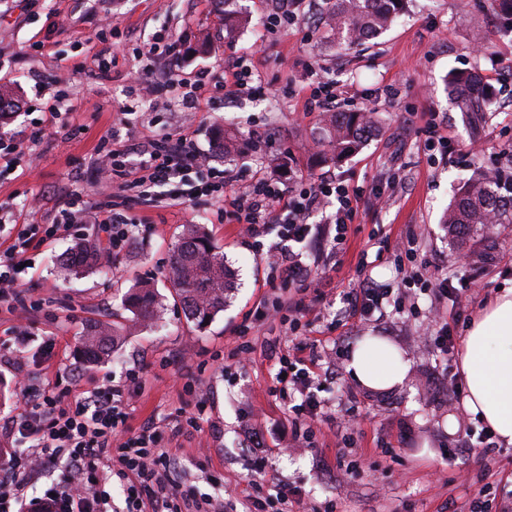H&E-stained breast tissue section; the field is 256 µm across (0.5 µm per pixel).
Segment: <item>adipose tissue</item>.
Masks as SVG:
<instances>
[{"instance_id": "ef3b65f1", "label": "adipose tissue", "mask_w": 512, "mask_h": 512, "mask_svg": "<svg viewBox=\"0 0 512 512\" xmlns=\"http://www.w3.org/2000/svg\"><path fill=\"white\" fill-rule=\"evenodd\" d=\"M461 365L467 408L512 446V289L499 295L473 322L463 344ZM348 369L368 388L402 385L409 364L380 339L361 342Z\"/></svg>"}]
</instances>
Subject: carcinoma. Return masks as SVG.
<instances>
[{
	"mask_svg": "<svg viewBox=\"0 0 512 512\" xmlns=\"http://www.w3.org/2000/svg\"><path fill=\"white\" fill-rule=\"evenodd\" d=\"M404 2L328 0L324 27L341 45H363L388 28L402 12ZM480 80L476 71H452L447 77L449 100L475 123L482 120L487 111L485 97L472 92ZM377 129L378 119L373 112H326L313 130L312 140L322 147L323 161L338 163L362 149ZM443 223L448 225L450 236L459 242L489 224H512V174L492 169L464 184L449 206ZM98 260V245L84 244L66 253L61 265L72 270L91 266ZM167 277L188 316L197 324H204L224 309V288L227 287L224 254L212 245L199 225H189L175 247ZM126 305L142 322H151L159 314L147 285L138 286L127 297ZM115 336L117 330L109 323L91 327L80 342L86 360L97 362L109 356Z\"/></svg>",
	"mask_w": 512,
	"mask_h": 512,
	"instance_id": "obj_1",
	"label": "carcinoma"
}]
</instances>
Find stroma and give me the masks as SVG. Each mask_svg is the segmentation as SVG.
<instances>
[{"instance_id":"stroma-1","label":"stroma","mask_w":512,"mask_h":512,"mask_svg":"<svg viewBox=\"0 0 512 512\" xmlns=\"http://www.w3.org/2000/svg\"><path fill=\"white\" fill-rule=\"evenodd\" d=\"M277 8L276 0H226L219 9L214 0H114V30L102 35L94 0H0V87L12 91L18 104L13 117L0 122V136L33 128L55 101L53 79L61 70H69L73 91L92 104L77 117L81 133L62 131L28 144L13 166L0 170V214H23L27 198L39 194L42 209L25 216L46 224L67 207L72 191L93 204L106 200L114 190L98 183L93 168L101 138L135 140L146 124L162 131L182 125L185 117L166 93L135 114L123 112L130 102L128 73L155 64L140 42L143 34L161 31L177 42L184 77L204 69L218 80L226 64L250 59L278 96L252 93L197 113L198 147L237 173L243 186L266 162L288 156L306 178L332 176L360 194L346 249L327 268L324 297L309 316L308 340L338 364L319 394L323 411L311 443L288 453L278 447L280 434L290 430L287 401L270 392L278 369L270 348L286 341L280 323L262 327L266 346L249 364L225 361L242 342L236 330L264 294L268 268L248 247L242 226L222 221L209 198L142 210L150 231L104 270L63 272L57 258L75 243L67 235L32 250L20 279L35 302L24 323L30 336L25 366L42 376L41 349L52 337L51 372L77 367L101 385L143 368L146 389L129 399L134 429L149 418L176 425L205 399L201 428L187 429L176 444L203 493L240 499L257 476L271 495L284 481L301 488L304 512L329 501L336 512H445L447 504L465 506L483 489L495 512L501 500H512V483L499 478L512 472V447L482 445V421L472 413L457 419L450 410L451 373L433 344L418 339L432 318L429 295L387 298L372 316L347 319L334 329L328 318L352 288L364 250L376 257L370 275L387 288L397 287L414 267L428 277L442 270L462 282L477 277L480 290L466 311L470 319L512 288V224L475 233L460 246L443 222L466 182L504 163L499 145L512 139V109L502 106L512 100V28L491 12L488 0H407L387 31L348 49L326 42L322 28L313 26L310 0H296L298 21L285 31L269 27ZM478 30L485 32L484 42L476 41ZM34 42L44 43L43 53L31 51ZM102 61L110 65L105 80L97 76ZM311 65L356 87V96L337 100L338 108L371 110L382 118L363 149L338 164L317 161L310 145L318 115L284 90L287 76ZM454 70L492 79L493 97L479 126L448 99L445 80ZM425 112L438 114L451 131L447 155L425 149ZM190 224L205 227L231 273L223 311L203 326L187 318L164 280L172 250ZM413 235L421 246L409 257L396 245ZM147 281L156 287L161 310L151 323L138 321L123 305L126 293ZM101 321L119 331L117 348L110 359L85 363L80 338ZM367 336L386 339L404 354L410 365L404 388L357 385L349 357ZM256 433L266 439V452L253 447Z\"/></svg>"}]
</instances>
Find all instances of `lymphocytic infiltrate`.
<instances>
[{
	"label": "lymphocytic infiltrate",
	"mask_w": 512,
	"mask_h": 512,
	"mask_svg": "<svg viewBox=\"0 0 512 512\" xmlns=\"http://www.w3.org/2000/svg\"><path fill=\"white\" fill-rule=\"evenodd\" d=\"M150 50L166 67L161 72L136 73L132 92L143 97L158 91L169 93L180 110L190 115L214 105L207 73L186 79L169 68V61L176 58L174 44L164 42L157 33ZM286 88L291 95L304 97L307 111L330 112L336 106L335 81L318 73L287 78ZM96 164L124 198L123 204L104 201L81 208L79 213L106 233L105 262H112L130 245L141 224L135 207L152 208L163 201L176 206L204 197L221 202L223 217L243 225L256 252H273L268 291L238 328L245 338L238 347L242 354L253 351L248 337L258 333L263 323L280 321L292 334L303 329L311 310L309 296L319 285L318 273L307 261L312 243L329 244L334 254L343 251L348 226L358 213L357 192L328 177L313 181L297 177L287 185L263 171L248 189L237 190L232 172L213 165L191 132L184 129L156 132L133 144L102 140ZM330 202L335 203L336 210L327 222L309 223V216ZM73 216L64 210L48 224L14 225L11 240L0 249V308L16 320L9 329L16 344L27 338L19 325L28 309L19 275L29 260L28 253L38 242L69 234L75 225ZM272 232L278 237L277 243L264 245V237ZM367 267V259L359 258L357 286L342 297L348 317L373 313L385 298V289L376 284ZM423 286L441 310L430 339L444 360H454L470 290L454 287L445 273L424 281ZM277 360L279 373L271 392L293 404L289 441L295 444L301 438L302 425L314 423L321 410L317 346L302 340L288 342ZM145 388L146 381L136 369L109 385L95 384L74 371L68 373L67 383L61 387L40 386L33 378H26L22 408L7 422L24 449L11 456L7 471L0 474V512H112V485L116 482L124 491L125 512H288L289 507L300 503L301 489L288 484L271 498L254 483L244 501L229 500L221 505L199 493L193 484L176 481L178 460L165 445L164 428L151 422L135 431L127 424L125 402L130 394ZM60 465L69 472L68 483L50 487L40 496L28 495L26 474Z\"/></svg>",
	"instance_id": "f902f5d3"
}]
</instances>
